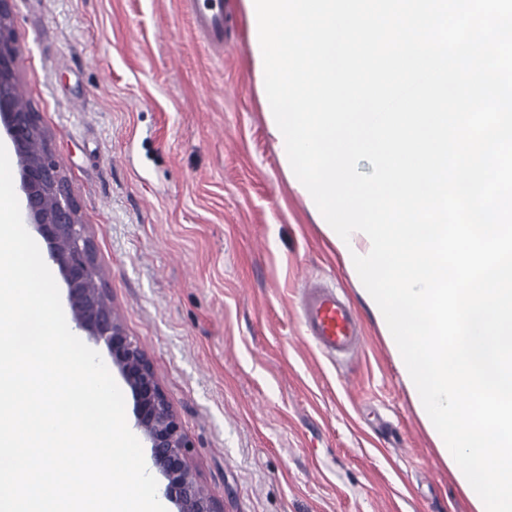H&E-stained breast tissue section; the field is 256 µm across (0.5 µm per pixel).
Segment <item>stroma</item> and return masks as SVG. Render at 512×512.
<instances>
[{"label":"stroma","mask_w":512,"mask_h":512,"mask_svg":"<svg viewBox=\"0 0 512 512\" xmlns=\"http://www.w3.org/2000/svg\"><path fill=\"white\" fill-rule=\"evenodd\" d=\"M224 48L187 0H14L16 76L224 512H471L358 273L267 132L242 0ZM344 290L362 353L305 343V285Z\"/></svg>","instance_id":"stroma-1"}]
</instances>
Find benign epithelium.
<instances>
[{
  "label": "benign epithelium",
  "instance_id": "benign-epithelium-1",
  "mask_svg": "<svg viewBox=\"0 0 512 512\" xmlns=\"http://www.w3.org/2000/svg\"><path fill=\"white\" fill-rule=\"evenodd\" d=\"M12 0H0V123L13 146L24 194L22 220L48 245L58 266L79 329L104 342L133 398L135 426L149 445L153 467L165 480L164 494L176 512H223L203 490L191 463L192 443L157 382L142 349L125 332L101 273L96 250L79 208L54 162L47 134L22 97L15 74Z\"/></svg>",
  "mask_w": 512,
  "mask_h": 512
}]
</instances>
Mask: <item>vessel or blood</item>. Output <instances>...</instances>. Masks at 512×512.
Here are the masks:
<instances>
[{"mask_svg":"<svg viewBox=\"0 0 512 512\" xmlns=\"http://www.w3.org/2000/svg\"><path fill=\"white\" fill-rule=\"evenodd\" d=\"M224 0H202L194 15V25L209 45L224 41ZM300 319L312 346L332 360L357 356L364 343L359 319L345 293L322 285L304 289Z\"/></svg>","mask_w":512,"mask_h":512,"instance_id":"b4317fda","label":"vessel or blood"}]
</instances>
